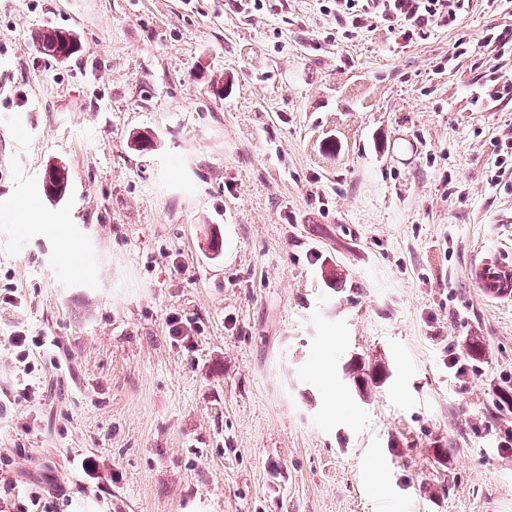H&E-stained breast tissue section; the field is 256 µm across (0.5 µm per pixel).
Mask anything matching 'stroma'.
<instances>
[{
    "label": "stroma",
    "instance_id": "obj_1",
    "mask_svg": "<svg viewBox=\"0 0 512 512\" xmlns=\"http://www.w3.org/2000/svg\"><path fill=\"white\" fill-rule=\"evenodd\" d=\"M491 28L512 0L410 42L343 39L318 0H0V486L53 512H512V299L471 276L512 266ZM19 330L57 344L18 363ZM36 41L41 44L43 49L39 47V51L43 55L53 58L58 61V56L63 52L67 53V58L75 53L77 50V41L68 30L46 26L39 30L36 34Z\"/></svg>",
    "mask_w": 512,
    "mask_h": 512
}]
</instances>
